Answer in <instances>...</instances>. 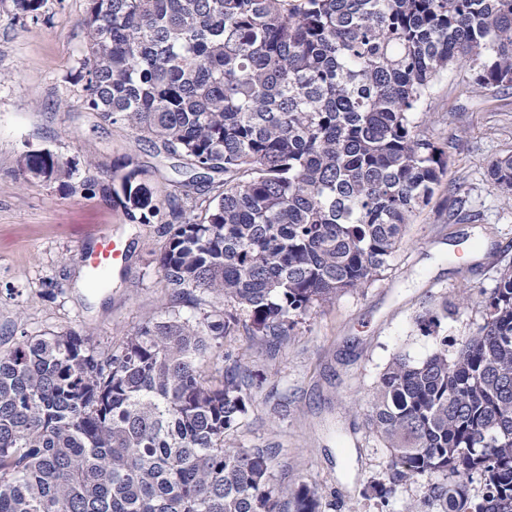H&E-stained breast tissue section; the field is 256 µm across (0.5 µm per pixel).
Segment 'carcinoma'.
Wrapping results in <instances>:
<instances>
[{"mask_svg":"<svg viewBox=\"0 0 512 512\" xmlns=\"http://www.w3.org/2000/svg\"><path fill=\"white\" fill-rule=\"evenodd\" d=\"M86 2L83 106L185 160L211 196L190 193L194 176L167 200L165 316L105 356L72 333L0 355V512H319L314 489L278 482L276 449L226 444L261 375L229 354L219 379L204 363L240 330L278 348L314 308L380 277L448 171L419 105L455 66L480 89L512 87V0ZM44 3L0 10L35 21ZM17 165L112 199L49 150ZM135 175L125 208L149 224L160 206ZM488 176L511 200L512 154ZM204 295L231 308L202 309ZM471 302L469 335L380 377L371 424L392 469L370 491L384 501L427 481L407 512H512V264L442 311ZM418 326L436 333L438 313Z\"/></svg>","mask_w":512,"mask_h":512,"instance_id":"obj_1","label":"carcinoma"}]
</instances>
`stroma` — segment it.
I'll use <instances>...</instances> for the list:
<instances>
[{"instance_id": "stroma-1", "label": "stroma", "mask_w": 512, "mask_h": 512, "mask_svg": "<svg viewBox=\"0 0 512 512\" xmlns=\"http://www.w3.org/2000/svg\"><path fill=\"white\" fill-rule=\"evenodd\" d=\"M86 7V0H47L35 22L0 14L1 353L25 336L67 332L107 351L172 305L158 264L165 216L141 224L119 200L71 193L17 167L25 148L47 149L81 168L94 164L95 176L116 189L136 169L161 205L183 193V159L84 108L75 75ZM419 110L439 115L431 131L448 145V174L381 277L315 308L277 349L240 332L205 363L208 374L221 375L229 353L263 374L229 440L277 449L276 475L317 490L320 512H405L423 497L421 481L398 486L385 506L365 495L391 466L369 421L377 384L395 356L423 361L440 337L461 338L481 319L477 306L463 307L425 336L417 319L426 307L456 301L465 288L491 289L501 263L512 262V202L487 175L490 160L512 152V87L482 92L453 68ZM459 208L468 221L449 222ZM107 228L127 244L129 260L111 271L107 287L93 288L81 254Z\"/></svg>"}]
</instances>
